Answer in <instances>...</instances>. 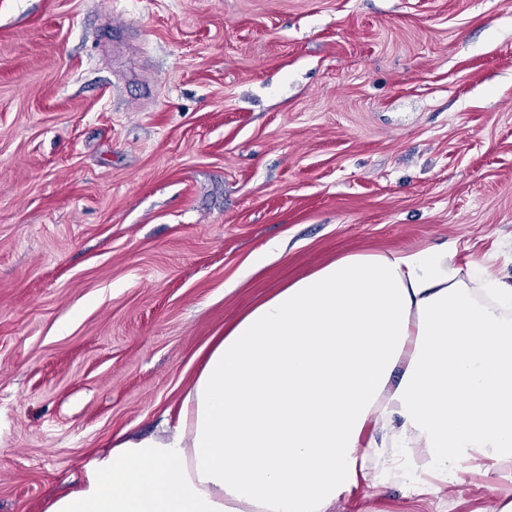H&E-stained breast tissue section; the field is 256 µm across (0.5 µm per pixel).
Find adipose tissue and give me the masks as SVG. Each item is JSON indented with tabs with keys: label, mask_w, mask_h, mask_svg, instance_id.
Listing matches in <instances>:
<instances>
[{
	"label": "adipose tissue",
	"mask_w": 512,
	"mask_h": 512,
	"mask_svg": "<svg viewBox=\"0 0 512 512\" xmlns=\"http://www.w3.org/2000/svg\"><path fill=\"white\" fill-rule=\"evenodd\" d=\"M447 247L341 255L199 351L154 433L117 438L46 512H326L512 464V283Z\"/></svg>",
	"instance_id": "obj_1"
}]
</instances>
